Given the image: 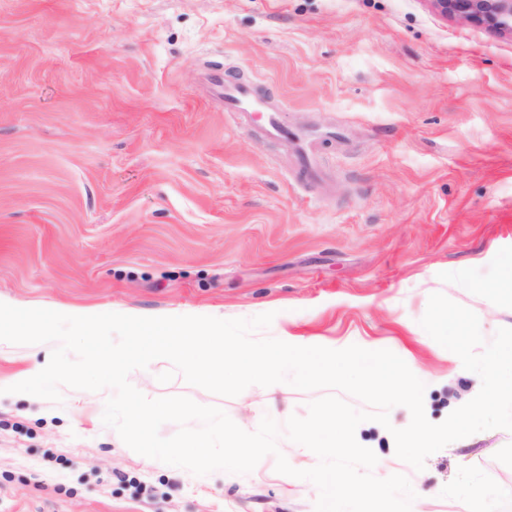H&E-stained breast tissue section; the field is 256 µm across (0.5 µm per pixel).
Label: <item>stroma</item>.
Here are the masks:
<instances>
[{"label":"stroma","mask_w":512,"mask_h":512,"mask_svg":"<svg viewBox=\"0 0 512 512\" xmlns=\"http://www.w3.org/2000/svg\"><path fill=\"white\" fill-rule=\"evenodd\" d=\"M212 70L281 107L289 131L333 129L318 175L259 139L205 83ZM512 259V35L445 19L430 0H0V300L250 318L298 346L398 355L431 423L480 377L421 327L430 295L512 328L489 293ZM52 344L0 345V381ZM157 359L130 383L186 396L255 431L303 417L323 390L223 397ZM0 400V512H314L310 481L265 456L204 476L145 464L102 423L110 390ZM390 427L355 432L376 477L405 475L415 512H512V431L399 459Z\"/></svg>","instance_id":"35a3bbf8"}]
</instances>
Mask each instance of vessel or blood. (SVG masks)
I'll return each mask as SVG.
<instances>
[{"instance_id": "1", "label": "vessel or blood", "mask_w": 512, "mask_h": 512, "mask_svg": "<svg viewBox=\"0 0 512 512\" xmlns=\"http://www.w3.org/2000/svg\"><path fill=\"white\" fill-rule=\"evenodd\" d=\"M209 80L221 91L225 110L234 113L244 127L257 129L258 133L268 138H291L296 146V160L300 167L310 175H317L315 147L317 143L334 140L335 131L325 130L315 134L289 132L281 121L278 106L257 94L250 84L228 83L214 74L210 75Z\"/></svg>"}]
</instances>
